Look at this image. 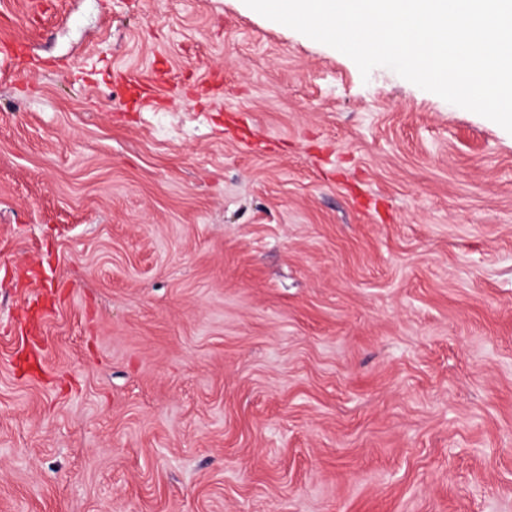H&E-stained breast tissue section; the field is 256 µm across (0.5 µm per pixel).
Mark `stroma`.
Masks as SVG:
<instances>
[{"label": "stroma", "instance_id": "stroma-1", "mask_svg": "<svg viewBox=\"0 0 512 512\" xmlns=\"http://www.w3.org/2000/svg\"><path fill=\"white\" fill-rule=\"evenodd\" d=\"M43 2L0 0V512H512V134L243 0Z\"/></svg>", "mask_w": 512, "mask_h": 512}]
</instances>
